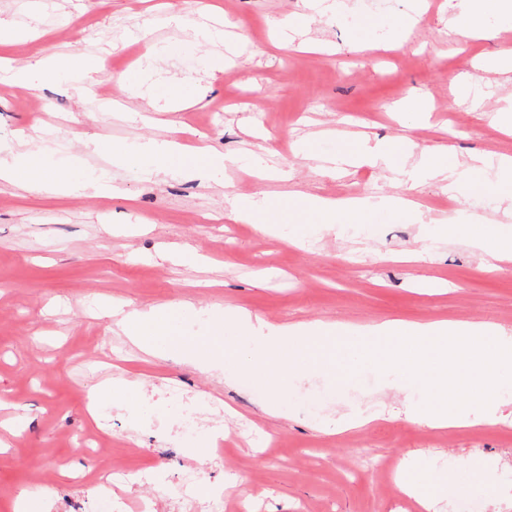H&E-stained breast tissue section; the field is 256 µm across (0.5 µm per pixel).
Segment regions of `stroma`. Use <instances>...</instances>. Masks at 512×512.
I'll return each mask as SVG.
<instances>
[{
	"label": "stroma",
	"mask_w": 512,
	"mask_h": 512,
	"mask_svg": "<svg viewBox=\"0 0 512 512\" xmlns=\"http://www.w3.org/2000/svg\"><path fill=\"white\" fill-rule=\"evenodd\" d=\"M306 0H0V23L16 37L0 48L12 67L41 61L53 78L35 86L0 79V140L19 144L61 182L110 171L121 198L77 191L46 199L0 182V422L22 424L0 447V512H16L34 472L50 512L86 497L79 477L97 462L80 438L109 428L112 456L153 463L149 482L130 481L116 502L150 495L159 512H424L392 471L416 463L422 475L444 470L455 488L438 512H512V419L494 426L434 430L404 418V395L355 365L343 345L310 348L307 378L282 394L285 414L262 407V388L225 382L171 356L157 358L129 340L107 306L178 313L245 308L272 324L323 321L365 328L407 323L484 321L512 335V262L490 274L465 236L440 240L444 222L482 224L494 203L430 181L414 192L416 215L383 203L341 214L342 231L293 203L300 191L326 198H389L405 193L398 171L423 147H448L459 160L512 156V135L486 114L512 102V78H480L478 64L512 56V30L488 20L487 35L448 29V0H347L340 15L311 18ZM182 25H160L170 13ZM229 19L212 42L196 26ZM106 54L109 77L94 70ZM191 108H184L185 100ZM427 101L429 122L403 130L397 102ZM408 134L388 163L323 170L320 160L358 149L362 137ZM104 142L87 150L88 140ZM153 139L183 146L193 175L157 180L151 163L118 161L116 151ZM235 157L220 182L206 174L202 146ZM264 201L278 236L238 223L227 198ZM183 247L161 260L163 245ZM427 249L431 262L407 257ZM430 278L432 288L420 286ZM138 384L130 401L103 406L92 419L95 388ZM197 405L199 431L171 435L178 411L171 387ZM383 417L339 433L325 424L359 411ZM222 421L220 459L205 448L208 426ZM388 461L387 473L349 480L364 458ZM488 469L492 485L473 474ZM195 470L192 498L173 492Z\"/></svg>",
	"instance_id": "35a3bbf8"
}]
</instances>
